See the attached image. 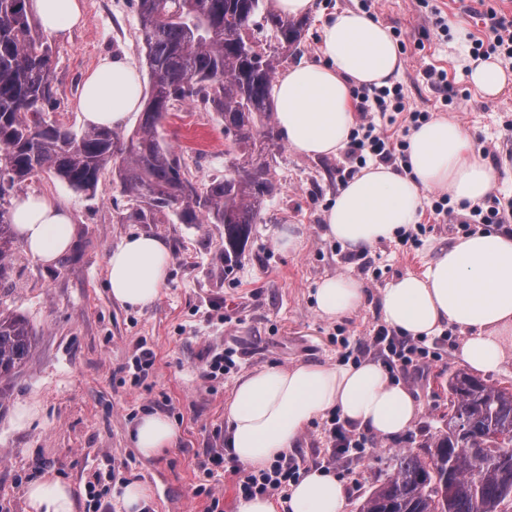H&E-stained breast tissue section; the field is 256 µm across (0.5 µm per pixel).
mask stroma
Here are the masks:
<instances>
[{"instance_id":"obj_1","label":"stroma","mask_w":512,"mask_h":512,"mask_svg":"<svg viewBox=\"0 0 512 512\" xmlns=\"http://www.w3.org/2000/svg\"><path fill=\"white\" fill-rule=\"evenodd\" d=\"M83 27L53 37L55 100L51 119L82 132L76 107L87 73L104 55L129 59L139 73L147 67L136 0H83ZM302 35V55L318 48L321 19L357 10L388 25L400 44L404 68L396 82L411 108L460 123L473 149L489 147L498 180L493 187L512 228V91L484 97L468 80L467 61L487 37V13L512 15V0H318ZM468 22L470 36L459 41L436 16ZM447 75L448 94L437 92L428 73ZM164 133L196 180L223 175L224 126L214 113L187 101L169 112ZM344 155L309 157L289 148L274 152L270 165L279 185L254 226L243 256L224 270V227L220 224H120L129 201L111 171H104L94 195L74 191L44 172L24 193L47 194L66 207L76 227L78 260L61 258L46 266L19 249L10 277L0 283V309L28 319L38 331L30 363L0 381V512H26L24 489L50 476L73 486L78 512H94L87 494L96 483L114 501L119 484L137 480L150 490L149 512H208L210 500L195 496L201 482L197 464L224 446V406L237 381L255 369L288 368L300 362L345 365L352 351L383 319L379 294L386 284L421 272L437 251L463 235L471 206L450 202L444 220L422 213L409 228L413 239L393 238L345 259L326 238L324 215L341 185ZM297 225L298 250L278 244L284 225ZM165 239L171 251L169 277L157 302L133 309L115 302L107 286L106 258L133 234ZM349 274L367 291L354 313L327 320L315 310L314 292L324 277ZM449 344L438 360L406 378L424 405L405 435L376 440L362 459L336 469L346 489L345 512H358L377 480L392 472L396 451L420 449L439 430L448 411V376L461 368L456 355L461 335L449 328ZM155 354L147 379L132 385L128 367L138 340ZM232 349L235 365L206 381L199 368L209 351ZM36 405L33 422L19 426V404ZM146 412L175 424V448L152 458L133 448L129 430Z\"/></svg>"}]
</instances>
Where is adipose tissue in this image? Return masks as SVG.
Wrapping results in <instances>:
<instances>
[{
  "label": "adipose tissue",
  "instance_id": "ef3b65f1",
  "mask_svg": "<svg viewBox=\"0 0 512 512\" xmlns=\"http://www.w3.org/2000/svg\"><path fill=\"white\" fill-rule=\"evenodd\" d=\"M28 8L49 32L61 34L84 21L82 0H29ZM404 66L400 46L387 25L365 13L344 10L326 16L317 57L292 65L273 89L275 120L288 146L311 157L336 155L357 124L352 92L390 85ZM470 82L488 98L512 90V69L494 56L469 63ZM142 106L139 75L120 56L100 60L85 77L78 108L90 125L123 126ZM408 163L396 169L371 163L343 184L325 215L328 238L361 253L417 223L427 193L442 191L464 204L482 201L496 170L472 150L466 130L433 116L407 138ZM13 220L27 251L56 264L74 245L67 211L44 195L14 203ZM171 262L166 241L132 235L108 254V288L124 306L153 305ZM366 297L348 274L324 278L314 294L318 314L336 319L356 311ZM383 320L398 333L420 338L442 327L462 335L459 359L474 373L494 371L512 352V234L479 230L441 248L419 274L394 279L382 289ZM338 411L357 429L379 438L411 430L423 407L383 364L366 359L351 366L303 362L266 367L244 375L224 408V444L239 463L258 471L293 449L306 426ZM178 430L164 414L140 416L132 441L146 458L174 447ZM28 512H77L72 487L45 476L26 487ZM346 490L335 474L311 468L293 483L288 512H345Z\"/></svg>",
  "mask_w": 512,
  "mask_h": 512
}]
</instances>
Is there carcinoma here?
Listing matches in <instances>:
<instances>
[{"mask_svg":"<svg viewBox=\"0 0 512 512\" xmlns=\"http://www.w3.org/2000/svg\"><path fill=\"white\" fill-rule=\"evenodd\" d=\"M150 84L136 129L90 127L78 135L51 120L53 47L27 0H0V283L13 267L15 194L50 171L90 194L112 167L134 205L121 224H222L224 270L241 259L266 201L277 192L268 160L280 148L272 123L278 68L301 52L304 19L276 0H137ZM274 44L253 41L254 30ZM198 98L224 119V176L200 184L161 133L173 103ZM36 328L0 310V379L24 368ZM512 388L458 370L448 377V421L423 453L394 455L393 471L359 512H509Z\"/></svg>","mask_w":512,"mask_h":512,"instance_id":"1","label":"carcinoma"}]
</instances>
